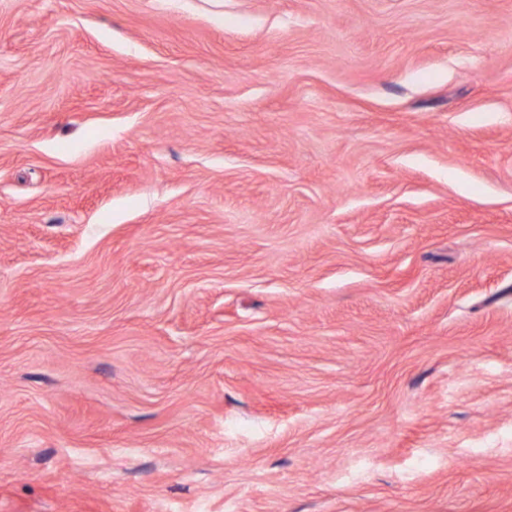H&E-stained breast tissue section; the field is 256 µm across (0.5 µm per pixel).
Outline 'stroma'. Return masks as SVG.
Segmentation results:
<instances>
[{
    "label": "stroma",
    "mask_w": 512,
    "mask_h": 512,
    "mask_svg": "<svg viewBox=\"0 0 512 512\" xmlns=\"http://www.w3.org/2000/svg\"><path fill=\"white\" fill-rule=\"evenodd\" d=\"M0 512H512V0H0Z\"/></svg>",
    "instance_id": "1"
}]
</instances>
